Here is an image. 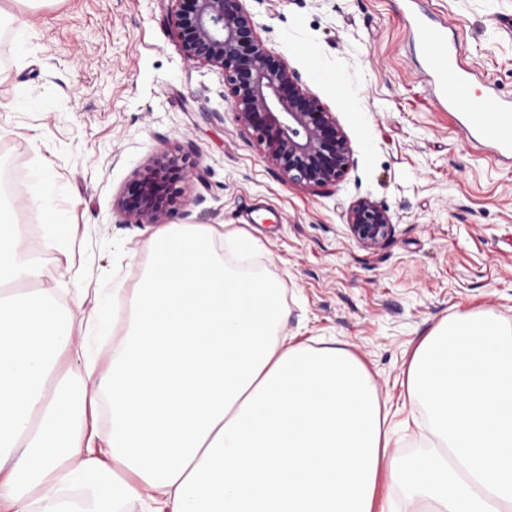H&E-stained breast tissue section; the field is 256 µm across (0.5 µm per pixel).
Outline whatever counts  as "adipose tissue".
<instances>
[{"mask_svg": "<svg viewBox=\"0 0 512 512\" xmlns=\"http://www.w3.org/2000/svg\"><path fill=\"white\" fill-rule=\"evenodd\" d=\"M215 236L161 225L146 275L89 319L84 293L41 286L0 212V512H375L383 472L404 512H512L511 325L456 313L424 336L403 384L425 451L402 458L364 364L279 336L280 289L227 266ZM66 354L82 373H60Z\"/></svg>", "mask_w": 512, "mask_h": 512, "instance_id": "obj_1", "label": "adipose tissue"}]
</instances>
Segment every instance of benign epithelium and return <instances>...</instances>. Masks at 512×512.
Here are the masks:
<instances>
[{"label": "benign epithelium", "instance_id": "obj_1", "mask_svg": "<svg viewBox=\"0 0 512 512\" xmlns=\"http://www.w3.org/2000/svg\"><path fill=\"white\" fill-rule=\"evenodd\" d=\"M171 30L184 59L224 74L239 125L291 185L329 191L345 176L352 148L332 113L302 87L300 74L255 32L243 0H173ZM203 179L189 156L163 155L137 172L116 202L126 224H165L179 204L177 183ZM348 235L375 249L393 239L387 209L363 198L348 213Z\"/></svg>", "mask_w": 512, "mask_h": 512}]
</instances>
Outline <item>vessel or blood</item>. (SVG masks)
Wrapping results in <instances>:
<instances>
[{
  "instance_id": "1",
  "label": "vessel or blood",
  "mask_w": 512,
  "mask_h": 512,
  "mask_svg": "<svg viewBox=\"0 0 512 512\" xmlns=\"http://www.w3.org/2000/svg\"><path fill=\"white\" fill-rule=\"evenodd\" d=\"M413 36L441 98L463 114L471 135L495 145L499 158L512 162V101L493 94L473 97L470 74L459 66L444 27L421 23Z\"/></svg>"
}]
</instances>
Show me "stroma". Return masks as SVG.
Returning a JSON list of instances; mask_svg holds the SVG:
<instances>
[{"instance_id":"35a3bbf8","label":"stroma","mask_w":512,"mask_h":512,"mask_svg":"<svg viewBox=\"0 0 512 512\" xmlns=\"http://www.w3.org/2000/svg\"><path fill=\"white\" fill-rule=\"evenodd\" d=\"M447 26L476 93L512 99V0H419ZM406 0H244L257 34L301 75L348 137L353 163L328 193L288 185L238 125L221 70L185 62L170 0H0V200L53 285L133 287L150 224L115 202L162 153L192 150L203 175L182 185L173 224L240 230L260 243L231 265L283 291L280 333L338 342L366 366L390 410L396 455L421 452L404 372L420 340L457 312L512 325V163L474 142L431 93ZM38 170L75 227L51 240L40 203L15 176ZM386 208L394 238L347 234L359 199Z\"/></svg>"}]
</instances>
